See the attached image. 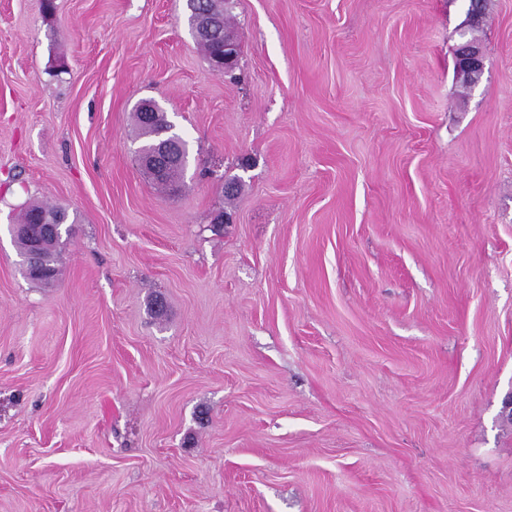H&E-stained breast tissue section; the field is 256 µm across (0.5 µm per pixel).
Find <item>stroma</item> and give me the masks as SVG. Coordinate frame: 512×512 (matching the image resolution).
I'll return each instance as SVG.
<instances>
[{"instance_id": "35a3bbf8", "label": "stroma", "mask_w": 512, "mask_h": 512, "mask_svg": "<svg viewBox=\"0 0 512 512\" xmlns=\"http://www.w3.org/2000/svg\"><path fill=\"white\" fill-rule=\"evenodd\" d=\"M468 4L236 0L225 76L187 0H0V512H512V0ZM203 48L208 60L224 47V55L217 60L210 61L213 71L219 75L232 72L237 65L235 44L224 37V30L219 35H212L207 39L197 40ZM455 68L465 84L470 82L475 73L483 71L484 54L477 42L465 40L458 45L455 54ZM137 107L142 112H149L146 113L148 117L151 116L150 112H157L154 107V104L151 102H141L140 104H138ZM135 112V122L139 130L141 131V135L147 139L142 146H144L146 149H151L154 146V144L158 141L161 132L165 130L167 126L168 122L166 120V116L164 115V112H160V110H158V113L155 114L154 119L147 118L145 115H143L142 112H140L137 109L135 110ZM165 153V147H158L153 153L143 152L140 149L136 153V158L140 165L145 167V172L155 183L162 186H175L177 180L185 169L186 159L188 158V144L179 135L170 140V147L167 160L161 174H156L147 168L158 166L160 155ZM43 213H51L44 214L42 216L41 224L38 221L41 218ZM55 214V215H52ZM60 214L63 219H67L68 214L66 210L62 207L50 206L43 203H36L28 205L21 216L19 217L20 224H38L37 230L39 233L36 235V241L34 243V248L30 252V236L29 234L16 233V242L19 248V252L21 257L23 258L27 253H29L25 257V268L26 275L37 278H50L54 275V268L57 271V277L60 274L59 268V260L61 256L62 249L64 247V241L62 239L49 242L48 240H55L59 235L62 234L64 221L60 216H56ZM44 241H46L44 243ZM42 248V259L41 260V247ZM46 263V264H44ZM49 265V266H48ZM52 268H51V267ZM57 277L55 279H57ZM53 280H33L42 284H49Z\"/></svg>"}]
</instances>
